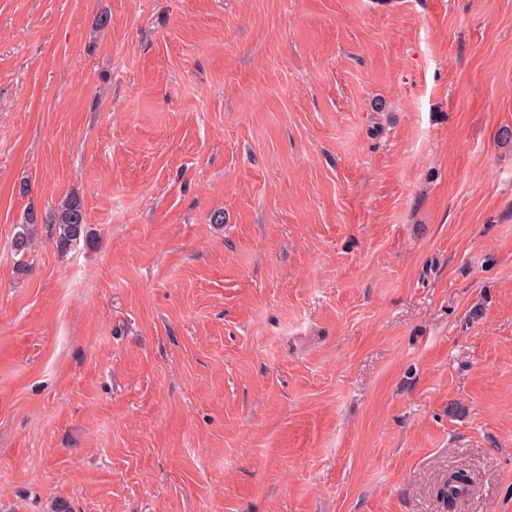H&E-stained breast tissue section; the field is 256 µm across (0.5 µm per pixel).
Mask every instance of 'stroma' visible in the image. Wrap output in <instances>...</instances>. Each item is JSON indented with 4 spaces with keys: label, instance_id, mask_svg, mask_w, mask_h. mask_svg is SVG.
Returning a JSON list of instances; mask_svg holds the SVG:
<instances>
[{
    "label": "stroma",
    "instance_id": "stroma-1",
    "mask_svg": "<svg viewBox=\"0 0 512 512\" xmlns=\"http://www.w3.org/2000/svg\"><path fill=\"white\" fill-rule=\"evenodd\" d=\"M506 128L512 0H0V512H512ZM55 226L56 248L64 252L77 240L87 237L84 207L76 194L66 195L59 203L54 217L49 221Z\"/></svg>",
    "mask_w": 512,
    "mask_h": 512
}]
</instances>
